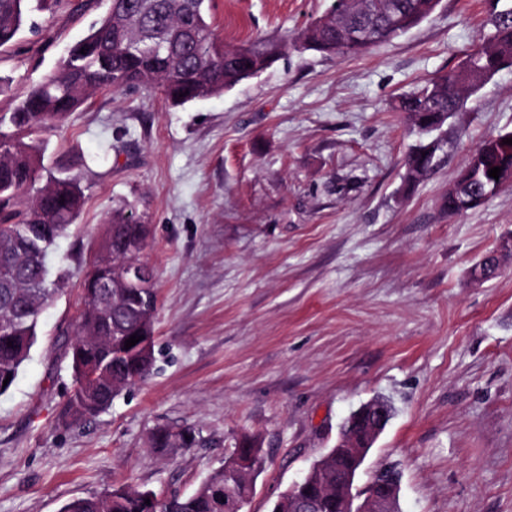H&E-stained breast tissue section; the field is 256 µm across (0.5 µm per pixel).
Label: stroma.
<instances>
[{
	"label": "stroma",
	"mask_w": 512,
	"mask_h": 512,
	"mask_svg": "<svg viewBox=\"0 0 512 512\" xmlns=\"http://www.w3.org/2000/svg\"><path fill=\"white\" fill-rule=\"evenodd\" d=\"M332 0H215L228 44L280 36ZM107 0H52L0 48L8 112L88 33ZM489 0H441L420 25L348 58L286 51L221 96L172 107L142 89L99 91L40 135L43 165L82 173L79 216L53 266L65 288L0 394V512H60L123 485L189 494L235 438L262 440L244 512L335 446L376 398L395 414L356 484L401 474V512H512V255L472 271L512 238V184L448 214L443 200L485 137L512 130V67L484 81L438 131V167L417 183L398 97L457 66L488 31ZM147 224L158 361L99 415L70 420L71 325L113 215ZM199 432L158 453L156 427Z\"/></svg>",
	"instance_id": "35a3bbf8"
}]
</instances>
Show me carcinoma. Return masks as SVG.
Instances as JSON below:
<instances>
[{
  "mask_svg": "<svg viewBox=\"0 0 512 512\" xmlns=\"http://www.w3.org/2000/svg\"><path fill=\"white\" fill-rule=\"evenodd\" d=\"M49 0H0V48L10 45L25 16ZM342 11H331L291 36L273 37L230 47L212 25L213 0H110L109 11L78 41L58 69L13 111L0 113V393L12 386L37 339V320L45 302L68 281L64 268L51 273L46 257L79 213L83 194L76 175L48 177L44 185L39 134L46 126L76 111L100 90L142 88L158 91L173 106L219 96L252 74L270 67L290 46L327 56L362 54L417 26L439 0H340ZM489 33L466 54L462 63L444 71L401 98L412 131L424 137L440 129L463 105L464 93L512 65V0H492ZM85 53H80V50ZM512 131L484 140L471 153L458 178L448 187L443 207L461 213L459 202L474 195L484 202L506 184L488 171L512 170V145L502 139ZM438 143L415 144L404 160L408 182H418L435 166ZM147 226L133 213H117L108 225L99 253L114 256V264H136L149 279L153 269L142 260ZM501 253L480 260L483 278L497 275ZM112 282L110 299L102 301L100 281ZM84 306L71 344L72 393L67 414L93 416L112 405L127 387L145 380L155 362L154 347L125 348L130 336L153 337L156 293L127 288L113 264L94 262L83 282ZM150 447L192 448L200 443L194 429L155 428ZM242 451L261 452L252 436L235 440L224 458L227 470H217L188 496L165 499L147 490L122 486L97 496L69 500L60 512H224L222 499L244 500L255 491L254 479L237 473L233 457ZM318 480L344 482V457L330 449L311 466ZM150 504H145V500Z\"/></svg>",
  "mask_w": 512,
  "mask_h": 512,
  "instance_id": "cac0c4a2",
  "label": "carcinoma"
}]
</instances>
